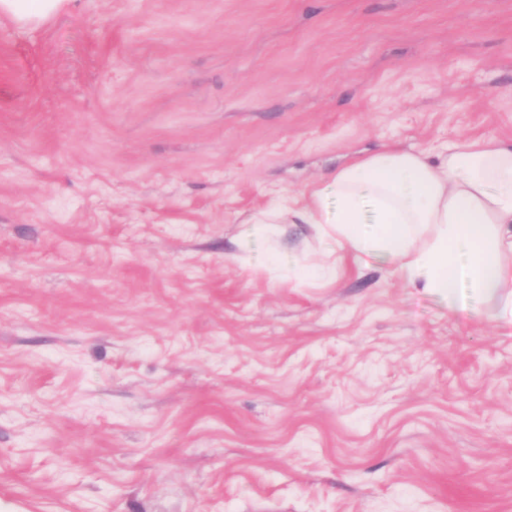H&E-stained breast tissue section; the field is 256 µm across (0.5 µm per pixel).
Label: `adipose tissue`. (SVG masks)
<instances>
[{
  "instance_id": "1",
  "label": "adipose tissue",
  "mask_w": 512,
  "mask_h": 512,
  "mask_svg": "<svg viewBox=\"0 0 512 512\" xmlns=\"http://www.w3.org/2000/svg\"><path fill=\"white\" fill-rule=\"evenodd\" d=\"M298 218L451 306H463L470 288L512 325V142L462 138L435 160L383 146L337 169Z\"/></svg>"
}]
</instances>
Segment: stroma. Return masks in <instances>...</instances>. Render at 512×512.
<instances>
[{"label": "stroma", "mask_w": 512, "mask_h": 512, "mask_svg": "<svg viewBox=\"0 0 512 512\" xmlns=\"http://www.w3.org/2000/svg\"><path fill=\"white\" fill-rule=\"evenodd\" d=\"M462 136L512 141V0L1 16L0 512H512V326L238 237Z\"/></svg>", "instance_id": "1"}]
</instances>
